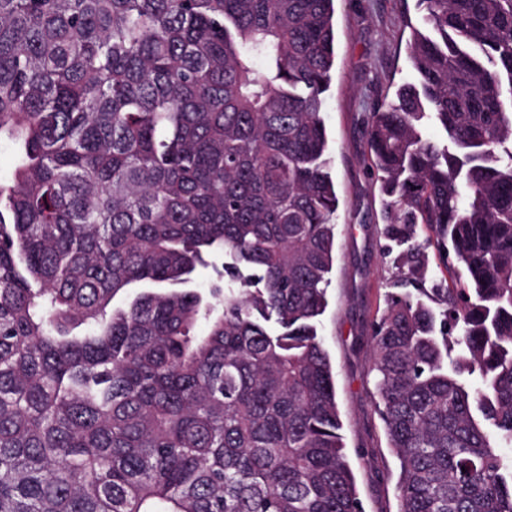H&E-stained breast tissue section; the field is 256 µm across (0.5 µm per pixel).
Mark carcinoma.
<instances>
[{"label": "carcinoma", "instance_id": "cac0c4a2", "mask_svg": "<svg viewBox=\"0 0 512 512\" xmlns=\"http://www.w3.org/2000/svg\"><path fill=\"white\" fill-rule=\"evenodd\" d=\"M419 2L369 146L397 284L423 224L458 287L389 296L376 406L399 512H512V0ZM334 13L0 0V512H363L318 332Z\"/></svg>", "mask_w": 512, "mask_h": 512}]
</instances>
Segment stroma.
<instances>
[{
  "label": "stroma",
  "instance_id": "35a3bbf8",
  "mask_svg": "<svg viewBox=\"0 0 512 512\" xmlns=\"http://www.w3.org/2000/svg\"><path fill=\"white\" fill-rule=\"evenodd\" d=\"M335 65L321 117L339 198L336 262L321 335L329 353L343 434L364 512H398L396 462L372 396V325L386 308L397 270L385 251L383 202L365 117L412 79L407 21L418 0H335Z\"/></svg>",
  "mask_w": 512,
  "mask_h": 512
}]
</instances>
